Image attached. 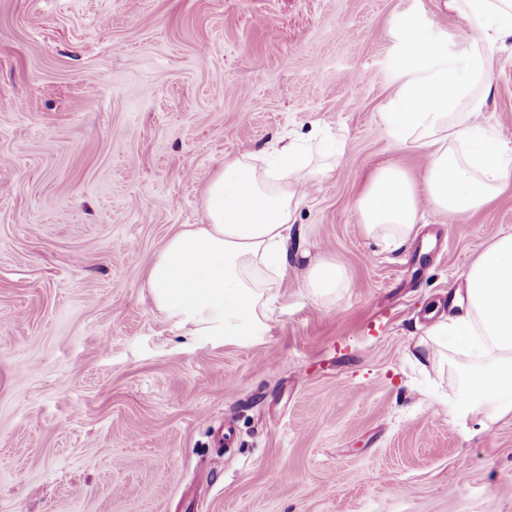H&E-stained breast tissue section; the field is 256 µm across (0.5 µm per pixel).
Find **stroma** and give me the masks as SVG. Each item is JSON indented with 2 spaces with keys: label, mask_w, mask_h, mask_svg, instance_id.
I'll return each instance as SVG.
<instances>
[{
  "label": "stroma",
  "mask_w": 512,
  "mask_h": 512,
  "mask_svg": "<svg viewBox=\"0 0 512 512\" xmlns=\"http://www.w3.org/2000/svg\"><path fill=\"white\" fill-rule=\"evenodd\" d=\"M456 53L447 0H0V512H512V420H452L413 362L472 259L512 232V170L386 252L356 202L410 29ZM483 118L512 147V47ZM339 144L300 204L261 336L212 346L153 303L225 160ZM350 286L319 305L308 259Z\"/></svg>",
  "instance_id": "1"
}]
</instances>
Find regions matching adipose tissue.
Returning <instances> with one entry per match:
<instances>
[{
  "label": "adipose tissue",
  "instance_id": "obj_1",
  "mask_svg": "<svg viewBox=\"0 0 512 512\" xmlns=\"http://www.w3.org/2000/svg\"><path fill=\"white\" fill-rule=\"evenodd\" d=\"M470 30L456 55L428 45L419 30L407 37V79L383 130L425 159L416 184L396 166L375 171L357 201L367 238L390 251L413 236L425 210L464 214L500 192L512 168V147L484 127L493 51L512 38V0H448ZM322 171L311 169L298 142L274 141L265 154L225 161L202 197V223L173 234L152 264V301L184 335L243 345L259 336L274 302L271 272L288 263L294 214ZM465 313L432 325L416 344L415 362L447 374L448 407L456 419L490 426L512 419V233L482 249L468 267ZM349 285L327 260L307 267L306 288L328 305Z\"/></svg>",
  "mask_w": 512,
  "mask_h": 512
}]
</instances>
